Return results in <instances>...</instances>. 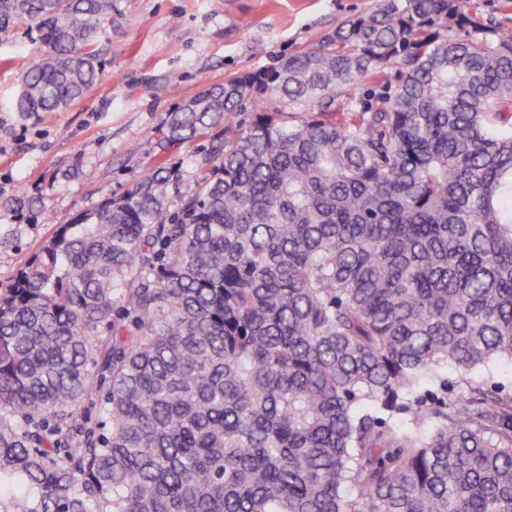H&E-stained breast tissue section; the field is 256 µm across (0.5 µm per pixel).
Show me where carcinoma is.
I'll use <instances>...</instances> for the list:
<instances>
[{
  "label": "carcinoma",
  "instance_id": "carcinoma-1",
  "mask_svg": "<svg viewBox=\"0 0 512 512\" xmlns=\"http://www.w3.org/2000/svg\"><path fill=\"white\" fill-rule=\"evenodd\" d=\"M18 23V111L83 99L112 0ZM217 129L178 210L160 164L0 289V512H512V400L469 377L512 362V27L378 0L151 135Z\"/></svg>",
  "mask_w": 512,
  "mask_h": 512
}]
</instances>
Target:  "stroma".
Listing matches in <instances>:
<instances>
[{
    "label": "stroma",
    "mask_w": 512,
    "mask_h": 512,
    "mask_svg": "<svg viewBox=\"0 0 512 512\" xmlns=\"http://www.w3.org/2000/svg\"><path fill=\"white\" fill-rule=\"evenodd\" d=\"M375 0H112L98 43L101 77L61 112H17L16 59L39 56L34 31L0 33V286L8 285L57 225L120 196L158 161L179 174L169 200L196 187L201 145L161 148L149 136L207 87L272 67L316 44ZM34 210L5 209L19 192Z\"/></svg>",
    "instance_id": "obj_1"
}]
</instances>
